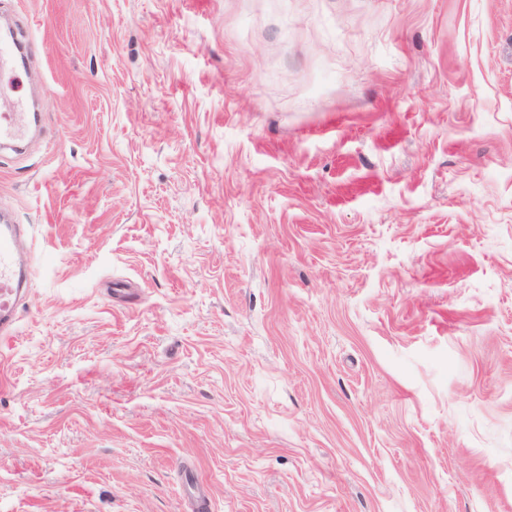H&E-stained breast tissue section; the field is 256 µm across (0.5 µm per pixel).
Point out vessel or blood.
I'll use <instances>...</instances> for the list:
<instances>
[{
	"mask_svg": "<svg viewBox=\"0 0 512 512\" xmlns=\"http://www.w3.org/2000/svg\"><path fill=\"white\" fill-rule=\"evenodd\" d=\"M35 121V113L25 111L22 102H15L12 111L0 113V144L24 143ZM26 238L24 225L0 220V335L4 337L14 329L31 278Z\"/></svg>",
	"mask_w": 512,
	"mask_h": 512,
	"instance_id": "vessel-or-blood-1",
	"label": "vessel or blood"
}]
</instances>
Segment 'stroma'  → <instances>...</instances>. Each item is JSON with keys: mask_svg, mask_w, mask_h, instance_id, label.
Wrapping results in <instances>:
<instances>
[{"mask_svg": "<svg viewBox=\"0 0 512 512\" xmlns=\"http://www.w3.org/2000/svg\"><path fill=\"white\" fill-rule=\"evenodd\" d=\"M0 512H512V0H0ZM23 110L24 105L18 100L14 103L12 112L0 113L1 145H20L27 140L37 115ZM23 224H12L2 216L0 225V335L13 332L18 309L27 295L31 266L25 250Z\"/></svg>", "mask_w": 512, "mask_h": 512, "instance_id": "1", "label": "stroma"}]
</instances>
